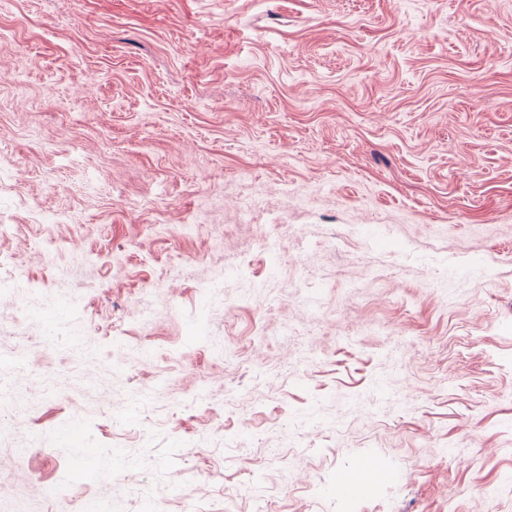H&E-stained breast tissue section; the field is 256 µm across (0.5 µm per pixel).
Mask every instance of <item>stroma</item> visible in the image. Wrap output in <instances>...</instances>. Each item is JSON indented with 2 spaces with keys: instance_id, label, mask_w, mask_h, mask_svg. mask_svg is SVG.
I'll return each instance as SVG.
<instances>
[{
  "instance_id": "stroma-1",
  "label": "stroma",
  "mask_w": 512,
  "mask_h": 512,
  "mask_svg": "<svg viewBox=\"0 0 512 512\" xmlns=\"http://www.w3.org/2000/svg\"><path fill=\"white\" fill-rule=\"evenodd\" d=\"M0 224V512H512V0H0Z\"/></svg>"
}]
</instances>
